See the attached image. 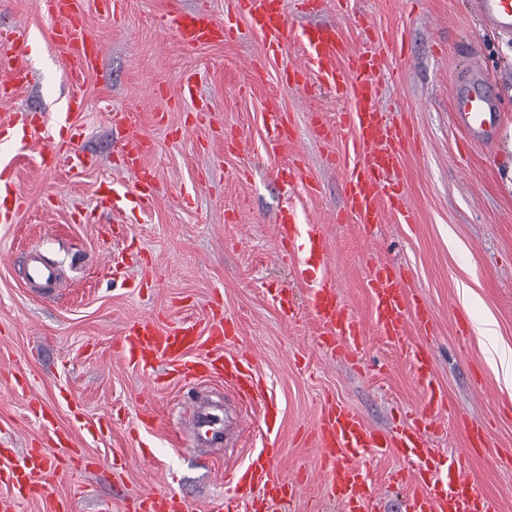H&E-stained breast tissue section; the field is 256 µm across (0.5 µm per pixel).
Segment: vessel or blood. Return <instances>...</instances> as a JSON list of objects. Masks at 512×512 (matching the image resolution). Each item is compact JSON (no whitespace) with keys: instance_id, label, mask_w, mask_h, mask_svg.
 I'll return each instance as SVG.
<instances>
[{"instance_id":"1","label":"vessel or blood","mask_w":512,"mask_h":512,"mask_svg":"<svg viewBox=\"0 0 512 512\" xmlns=\"http://www.w3.org/2000/svg\"><path fill=\"white\" fill-rule=\"evenodd\" d=\"M238 15L244 17L248 31L258 37L265 58L278 59L292 30L283 0H235ZM471 12L481 26L502 36H512V0H469ZM38 9L59 23L52 33L62 49L68 82L73 93H80L89 72L97 69L101 47L82 22L84 0H38ZM166 26L188 47L227 41L237 31L231 20H218L202 11H174ZM305 48L302 64L285 68L281 75L284 89L313 96L326 91L345 102L339 122L326 119L314 111L313 120L325 139H341L345 165L344 203L341 219L370 225L383 223L387 214H395L404 223L414 221V212L401 182L391 180L392 172L401 169L414 143V133L403 122L391 120L380 110L382 92L379 78L386 54L394 46L377 43L364 52L353 51L339 28L310 26L300 32ZM31 52L30 35L25 26L0 29V98H13L29 83L30 71L25 64ZM488 79L480 68H472L452 78L451 112L455 125L467 137L485 147H493L503 125L499 97L487 88ZM266 122L271 130L265 150L277 154L283 146L284 114L278 105H270ZM8 128H20L16 163H23L32 147H39L45 164L54 165L76 154L73 144L36 145L39 126L10 117ZM153 142L143 134L129 132L118 153L120 166L130 179L129 187L113 190L104 184L100 201L107 209L126 204L145 209L153 206L162 194L161 185L144 158L153 153ZM26 204L25 196L14 180L0 184V223L15 221ZM278 233L288 245L302 243L310 262L323 258L326 242L314 225L298 228L293 206L284 205L278 215ZM372 317L380 335L395 345L406 344V325L416 317L420 325L429 326L425 305L410 298L407 281L396 270L383 264L373 265L368 277ZM318 322L322 339L340 349H353L361 342L363 326L345 303L338 287L332 283L318 285L309 301ZM233 340L227 320L209 317L187 320L163 329L147 320L130 321L113 347L134 367L148 373L162 361L168 362L175 377L189 381L209 371L223 372L238 391L249 400L262 398V385L252 365L243 356L224 353ZM412 374L421 388L424 401L416 412V425L388 438L370 426L351 407L340 401L324 408L314 426L319 458L315 471L341 504L344 512H363L369 496V477L359 465L368 451H394L414 467L410 478L413 492L410 512H498L496 502L480 491L470 476L469 461L475 448H490L491 434L486 423L464 424L467 446L439 465L425 432L437 427L449 414L448 397L438 383L429 355L422 347L411 348ZM189 431L193 439L214 443L224 437L221 417L203 408H192ZM279 451L263 447L256 456L237 470L224 473L229 493L212 512H288L302 494L299 480L284 482L275 469ZM51 485L50 472L40 449L0 450V512H17L24 499H46ZM127 512H185L181 499L170 490L153 491L139 496L126 506Z\"/></svg>"}]
</instances>
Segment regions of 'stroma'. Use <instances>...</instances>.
I'll list each match as a JSON object with an SVG mask.
<instances>
[{"instance_id": "obj_1", "label": "stroma", "mask_w": 512, "mask_h": 512, "mask_svg": "<svg viewBox=\"0 0 512 512\" xmlns=\"http://www.w3.org/2000/svg\"><path fill=\"white\" fill-rule=\"evenodd\" d=\"M35 2L0 0V27L21 24L33 37V80L0 101V117L47 115L42 139H77L92 164L48 170L33 153L13 169L15 143L0 137V171L10 170L27 199L16 223H0V446L40 447L54 471L51 500L70 501L72 512H124L129 499L165 489L191 512H210L226 493L225 469L247 464L266 440L280 450V477L311 468L317 450L310 434L330 401L342 400L377 430L396 433L412 425L423 396L408 355L372 321L368 264L379 261L403 274L430 307L431 330L409 323L408 338L430 354L458 413L429 431L431 443L448 457L465 443L458 417L488 422L489 453L473 459L470 472L499 512H512V462L497 460L512 452V391L490 360L488 338L474 327L494 320L498 341L512 347V37L483 30L468 0L407 7L400 0H348L343 11L325 0L313 14L301 0H284L294 28L336 26L361 51L357 20L364 15L381 41L403 47L404 78L385 84L380 105L418 138L400 172L416 221L404 224L390 214L366 227L337 222L345 169L329 155L342 144L326 143L310 120L314 107L335 118L341 103L281 86L283 68L303 57L300 43L266 63L256 38L189 49L163 27L175 8L224 19L232 0H118L109 15L89 0L85 21L102 61L72 109L64 59L51 40L56 21ZM473 60L497 84L508 116L493 161L482 147L465 145L450 113L448 78ZM188 74L198 87L192 104L182 99ZM272 99L292 132L274 156L262 149ZM201 103L208 117L198 114ZM65 110L72 113L67 125L54 119ZM117 113L126 115V126L114 124ZM131 128L154 141L147 162L164 194L141 212H101V184L126 179L117 150ZM299 160L310 182L284 186L278 169ZM287 203L300 224L323 230L327 251L318 271H307L303 253L278 238V213ZM33 253L59 267L52 287L26 284ZM321 273L340 285L364 324L353 356L319 344L308 297ZM280 288L292 293L296 320L282 317ZM213 313L234 324L229 351L248 355L277 402L274 432H266L260 407L222 376L161 385L165 367L144 374L112 349L132 318L167 326ZM207 396L223 401L231 421L217 448L199 446L186 433L189 402ZM55 428L69 433L85 466L59 467ZM361 465L373 487L365 512H406L410 463L370 452Z\"/></svg>"}]
</instances>
